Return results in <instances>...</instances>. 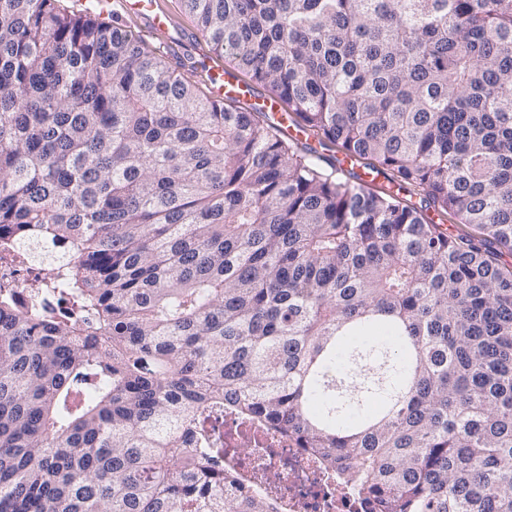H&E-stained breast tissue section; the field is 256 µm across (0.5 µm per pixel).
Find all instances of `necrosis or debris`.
<instances>
[{"label": "necrosis or debris", "mask_w": 512, "mask_h": 512, "mask_svg": "<svg viewBox=\"0 0 512 512\" xmlns=\"http://www.w3.org/2000/svg\"><path fill=\"white\" fill-rule=\"evenodd\" d=\"M224 462L247 490L271 495L278 512H363L361 497L338 488L294 439L230 415L224 418Z\"/></svg>", "instance_id": "obj_1"}]
</instances>
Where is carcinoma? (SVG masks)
<instances>
[{"mask_svg": "<svg viewBox=\"0 0 512 512\" xmlns=\"http://www.w3.org/2000/svg\"><path fill=\"white\" fill-rule=\"evenodd\" d=\"M183 3L340 156L0 0V250L72 256L0 281V512H277L231 492L226 411L374 512H512V0ZM400 197L403 199H407L412 204H415L419 209H422L424 213H426L430 218H433L436 222L440 224H444V228H449L448 232L453 234L459 233H472L474 234V229L468 224H455L457 221L454 216L448 214L447 218L443 215L438 216L437 211H434L433 207H430L427 201H424L423 196L419 195H406L404 193L400 194Z\"/></svg>", "mask_w": 512, "mask_h": 512, "instance_id": "obj_1", "label": "carcinoma"}]
</instances>
